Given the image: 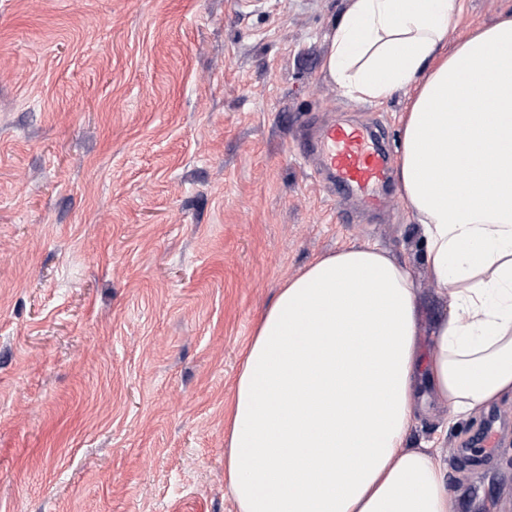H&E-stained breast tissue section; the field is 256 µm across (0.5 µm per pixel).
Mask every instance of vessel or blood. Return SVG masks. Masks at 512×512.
Masks as SVG:
<instances>
[{"instance_id":"obj_1","label":"vessel or blood","mask_w":512,"mask_h":512,"mask_svg":"<svg viewBox=\"0 0 512 512\" xmlns=\"http://www.w3.org/2000/svg\"><path fill=\"white\" fill-rule=\"evenodd\" d=\"M304 157H320L330 176L328 187L337 195L356 196L377 205L390 180L389 157L368 129L357 125L326 124L317 137L296 144Z\"/></svg>"}]
</instances>
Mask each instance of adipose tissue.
<instances>
[{"label": "adipose tissue", "instance_id": "obj_1", "mask_svg": "<svg viewBox=\"0 0 512 512\" xmlns=\"http://www.w3.org/2000/svg\"><path fill=\"white\" fill-rule=\"evenodd\" d=\"M459 0H351L324 63L348 96L411 97L399 187L449 313L421 336L410 268L348 245L285 280L224 418L236 512H456L418 411L512 399V11L443 53Z\"/></svg>", "mask_w": 512, "mask_h": 512}]
</instances>
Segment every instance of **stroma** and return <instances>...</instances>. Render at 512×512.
Listing matches in <instances>:
<instances>
[{"label":"stroma","mask_w":512,"mask_h":512,"mask_svg":"<svg viewBox=\"0 0 512 512\" xmlns=\"http://www.w3.org/2000/svg\"><path fill=\"white\" fill-rule=\"evenodd\" d=\"M449 45L512 0H459ZM350 0H0V512H235L224 413L279 285L350 244L448 310L398 183L372 214L316 181L309 121L379 126L324 69ZM456 512L512 503V401L449 424Z\"/></svg>","instance_id":"1"}]
</instances>
